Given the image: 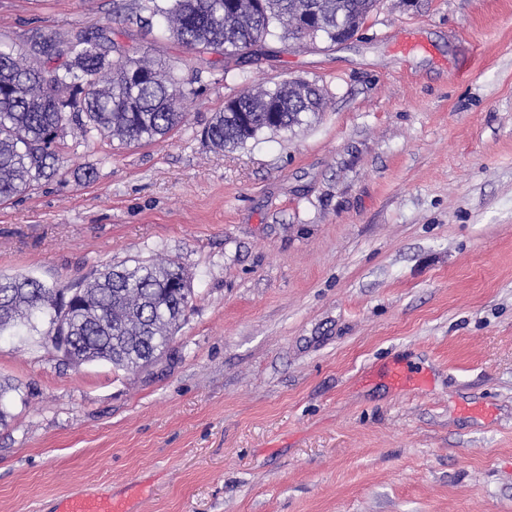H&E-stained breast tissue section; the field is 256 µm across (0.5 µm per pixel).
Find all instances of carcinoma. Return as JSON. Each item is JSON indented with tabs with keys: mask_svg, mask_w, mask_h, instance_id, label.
<instances>
[{
	"mask_svg": "<svg viewBox=\"0 0 512 512\" xmlns=\"http://www.w3.org/2000/svg\"><path fill=\"white\" fill-rule=\"evenodd\" d=\"M377 0H144L140 12L162 18L171 36L195 53L225 61L261 53L278 28L299 43H333L356 35ZM101 26L68 35L35 33L28 54L0 45V202L59 170L69 126L85 140L139 145L167 136L186 121L184 83L163 66L131 56ZM316 87L281 83L246 91L214 115L205 135L217 148L246 144L264 130H290L324 111ZM192 298L172 260L106 264L77 287L48 286L31 276L0 277V333L35 327L49 317L45 344L72 337L74 365L105 361L119 370L148 365L170 342Z\"/></svg>",
	"mask_w": 512,
	"mask_h": 512,
	"instance_id": "1",
	"label": "carcinoma"
}]
</instances>
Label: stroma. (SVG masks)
Listing matches in <instances>:
<instances>
[{
	"mask_svg": "<svg viewBox=\"0 0 512 512\" xmlns=\"http://www.w3.org/2000/svg\"><path fill=\"white\" fill-rule=\"evenodd\" d=\"M136 0H0V43L109 24L188 116L137 147L68 130L58 176L0 203V276L75 286L175 260L193 297L151 365L72 366L47 322L0 336V512H512V0H379L343 43L225 70L129 22ZM326 108L235 150L241 92ZM421 379L396 383L394 366ZM122 504L116 501L90 498H67L62 501L59 512H124Z\"/></svg>",
	"mask_w": 512,
	"mask_h": 512,
	"instance_id": "1",
	"label": "stroma"
}]
</instances>
